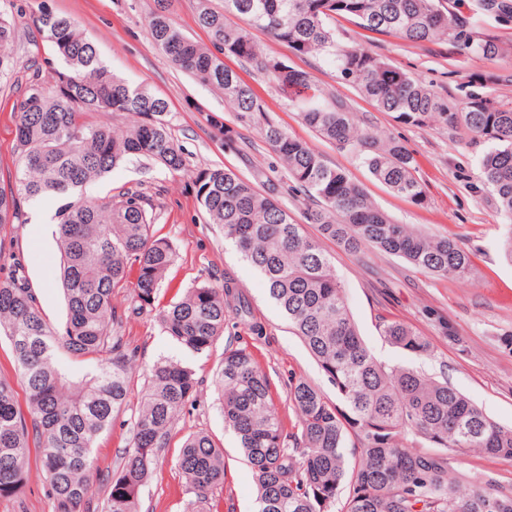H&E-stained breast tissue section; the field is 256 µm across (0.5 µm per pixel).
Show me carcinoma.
I'll use <instances>...</instances> for the list:
<instances>
[{
  "label": "carcinoma",
  "mask_w": 512,
  "mask_h": 512,
  "mask_svg": "<svg viewBox=\"0 0 512 512\" xmlns=\"http://www.w3.org/2000/svg\"><path fill=\"white\" fill-rule=\"evenodd\" d=\"M477 13L512 20V0H479ZM233 16L249 28L233 23ZM338 17L412 44L446 41L463 55L485 60L512 53V43L484 32L474 16L462 20L450 13L443 0H224L222 11L198 0L197 22L208 32V46L184 34L165 0H157L149 19L154 42L172 64L220 90L237 120H263L265 143L302 198L306 221L318 225L319 237L307 236L279 204L273 184L261 192L224 167L196 177L207 222L221 226L224 240L264 276L270 298L335 393L331 399L303 377L294 378L288 398L295 422L287 431L267 374L247 348L227 346L214 373L225 426L237 436L257 483L258 512H327L338 500L339 512H512L511 485L451 467L453 453L512 458V427L490 419L448 380L378 360L358 331L322 241L354 252L371 247L449 280L473 278L472 250L453 234L397 223L343 169L270 121L254 89L224 58L266 75L305 126L353 153L376 180L417 205L425 194L406 146L367 124L350 101L325 91L311 73L292 67L280 73L250 29L297 55L325 57L379 112L408 124L466 131L482 146L483 185L509 224L501 247L511 263L512 106L475 94L457 103L362 45L341 44L333 26ZM32 25L67 71L44 78L33 69L14 104L19 160L15 188H0V229L22 223V198L69 199L57 224L67 316L60 328L46 322L21 260L0 280V336L10 341L26 391L23 408L13 385L0 378V499L14 498L28 482L34 447L54 512H90L101 478L95 441L127 405L134 362L112 293L129 286L128 313L153 311L177 253L154 238L156 215L142 193L87 200L82 190L133 156L170 172L184 169V157L165 119L164 98L113 74L69 18L42 7ZM15 37L12 21L0 13V76L16 67ZM88 112L105 119L86 124L81 117ZM114 112L132 121L119 130L106 119ZM132 266L138 275L128 285L126 269ZM156 316L167 336L196 355L210 351L231 316L256 337L263 335L261 326L249 322L250 305L230 277L196 285ZM378 329L406 355H432L430 341L400 321L383 319ZM63 354L87 361L89 368L72 371L61 363ZM197 387L189 366L171 359L151 366L131 448L106 478L103 512H139L141 491L179 415L196 400ZM180 468L194 495L191 512H216L224 448L209 432H192L182 445Z\"/></svg>",
  "instance_id": "carcinoma-1"
}]
</instances>
